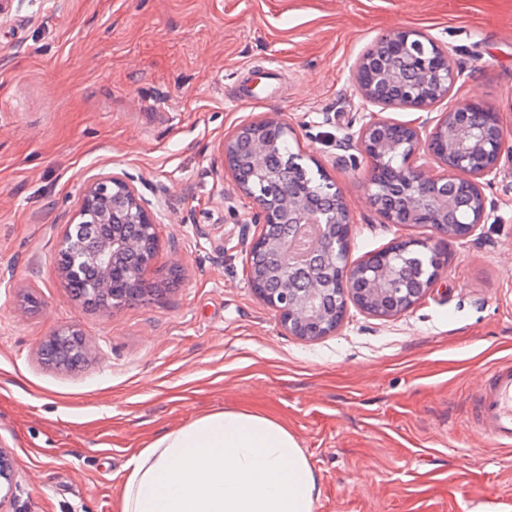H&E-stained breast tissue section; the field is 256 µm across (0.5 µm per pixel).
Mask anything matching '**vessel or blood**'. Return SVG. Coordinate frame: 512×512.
Returning a JSON list of instances; mask_svg holds the SVG:
<instances>
[{"label":"vessel or blood","instance_id":"1","mask_svg":"<svg viewBox=\"0 0 512 512\" xmlns=\"http://www.w3.org/2000/svg\"><path fill=\"white\" fill-rule=\"evenodd\" d=\"M469 414L477 432L497 448L512 447V363L490 367Z\"/></svg>","mask_w":512,"mask_h":512}]
</instances>
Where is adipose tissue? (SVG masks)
Here are the masks:
<instances>
[{
    "mask_svg": "<svg viewBox=\"0 0 512 512\" xmlns=\"http://www.w3.org/2000/svg\"><path fill=\"white\" fill-rule=\"evenodd\" d=\"M315 472L279 419L203 414L134 456L119 512H315Z\"/></svg>",
    "mask_w": 512,
    "mask_h": 512,
    "instance_id": "ef3b65f1",
    "label": "adipose tissue"
}]
</instances>
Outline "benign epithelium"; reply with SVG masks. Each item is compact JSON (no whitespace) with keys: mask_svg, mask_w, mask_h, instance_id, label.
Returning <instances> with one entry per match:
<instances>
[{"mask_svg":"<svg viewBox=\"0 0 512 512\" xmlns=\"http://www.w3.org/2000/svg\"><path fill=\"white\" fill-rule=\"evenodd\" d=\"M461 77L439 38L406 27L384 35L356 60L352 79L366 116L350 140L368 158L402 159L392 180L370 178V203L385 223L429 227L448 238L476 236L486 223L483 185L499 176L508 151L502 113L469 100L415 123L391 122L375 113V108L385 109L400 100L408 108L426 111L447 97ZM292 134L288 122L269 113L259 120L241 121L221 143L224 166L231 171L237 192L253 203L249 223L254 233L245 242L252 293L278 313L287 333L306 342L335 334L351 304L380 318L415 306L433 288L444 267L432 237L401 238L383 252L352 260L353 218L340 190L333 185L328 197L312 204L298 190L295 168L268 165L273 147ZM465 194L472 219L459 235L456 225L448 223V215ZM86 215L98 224L112 225V236L91 247L76 241L75 223ZM159 219L160 210L142 196L133 176L112 173L88 181L59 237L58 253L66 255V262L59 265L62 278L91 294L112 295L114 309L126 305L128 293L135 291L158 250ZM304 225L318 228L317 247L296 256L288 231ZM398 246L431 255L433 273L409 302L389 306L385 299L394 289L390 264H378L375 259ZM269 253L277 257L274 272L262 263ZM328 290L339 292V309L321 302ZM74 331L75 326H66L46 337L39 346L41 359L55 363L63 349L61 336ZM14 490V467L0 453V509L13 498Z\"/></svg>","mask_w":512,"mask_h":512,"instance_id":"1","label":"benign epithelium"}]
</instances>
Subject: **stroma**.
I'll return each instance as SVG.
<instances>
[{"instance_id": "1", "label": "stroma", "mask_w": 512, "mask_h": 512, "mask_svg": "<svg viewBox=\"0 0 512 512\" xmlns=\"http://www.w3.org/2000/svg\"><path fill=\"white\" fill-rule=\"evenodd\" d=\"M0 21V449L16 463L6 512H119L133 456L207 412L246 408L286 424L312 465L316 512H512V449L467 418L495 363L512 360V162L483 191L479 238H434L445 265L410 310L349 307L335 335L305 342L247 286V200L220 145L276 113L305 163L339 187L353 259L410 236L384 223L369 163L346 136L362 123L355 60L411 27L447 44L463 77L422 112L489 103L512 143V0H6ZM165 192L148 270L156 295L106 311L76 299L56 241L100 174ZM224 237L216 257L200 229ZM40 306L29 309L27 295ZM77 326L95 356L43 365L39 345Z\"/></svg>"}]
</instances>
